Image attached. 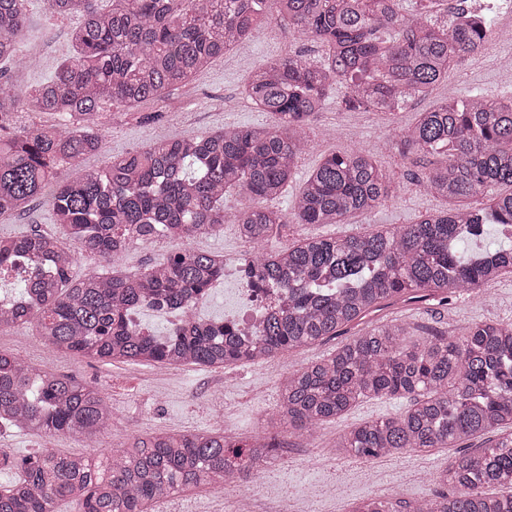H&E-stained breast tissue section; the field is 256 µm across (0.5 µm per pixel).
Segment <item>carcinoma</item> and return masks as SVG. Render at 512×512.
<instances>
[{
  "label": "carcinoma",
  "mask_w": 512,
  "mask_h": 512,
  "mask_svg": "<svg viewBox=\"0 0 512 512\" xmlns=\"http://www.w3.org/2000/svg\"><path fill=\"white\" fill-rule=\"evenodd\" d=\"M49 0L57 15H77V54L27 98L0 74V124L18 105L55 112L60 123L23 127L0 139V215L20 212L61 166L75 177L50 204L64 237H0V279L13 277V305L0 309V331L37 322L40 341L58 352L108 362L183 364L223 369L303 350L358 328L335 352L280 380L269 434L310 437L364 398L402 397L401 412L342 434L337 451L363 459L432 452L500 432L436 474L458 492L415 501L372 498L351 512H512V323L476 322L459 336L410 340L403 324L378 318L399 302L448 303L512 270V95L498 100L450 94L399 133L406 152L445 163L426 173L428 193L449 207L400 224L339 238L304 237L244 260L249 288H272L288 306L254 335L224 320H195L193 301L224 277V257L187 249L136 274L121 269L128 246L156 238L191 240L233 223L253 247L283 224H341L391 197L389 176L362 151L332 154L305 179L291 213L269 207L287 189L308 146L311 118L336 87L349 108L393 115L427 95L454 59L498 34L495 16L438 21L419 0ZM27 0H0V62L19 61ZM288 22L323 47L257 64L243 89L256 108L276 114L268 128H224L162 140L115 156L95 170L83 158L101 152V111L115 102L132 114L186 84L210 61L250 38L263 23ZM246 203L229 214L224 194ZM480 201V206L471 201ZM496 226L509 240L481 242ZM101 269L72 280L78 251ZM184 309V323L159 335L133 315L143 308ZM112 424L99 389L33 368L0 351V429L26 428L47 440L93 441ZM273 442L233 441L220 432L166 431L135 436L97 458L44 448L0 486V512H146V505L188 484L222 490L236 471L262 470ZM511 489L493 495L486 488Z\"/></svg>",
  "instance_id": "cac0c4a2"
}]
</instances>
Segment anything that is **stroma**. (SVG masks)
<instances>
[{"mask_svg":"<svg viewBox=\"0 0 512 512\" xmlns=\"http://www.w3.org/2000/svg\"><path fill=\"white\" fill-rule=\"evenodd\" d=\"M77 24V18L53 14L48 0H28L20 46L23 53L38 55L40 64L30 69L6 67L7 77L18 90L26 91L43 83L61 62L73 55L71 31ZM297 52L316 60L322 49L319 42L300 38L287 24L273 21L263 25L248 43L213 60L190 83L170 92L164 108L146 104L143 111L150 114V121L128 114L120 104L106 107L102 115L106 151L85 158L84 167H102L109 156L140 150L160 140L201 136L224 127L273 125L274 115L255 110L244 98L242 89L258 62ZM508 91H512V45L492 39L480 56L455 61L447 78L431 95L411 101L395 115L349 109L341 94H334L311 123V146L299 158L288 191L277 200V207H292L307 175L325 156L358 150L369 153L378 167L389 174L392 197L383 206L343 224H292L274 229L267 249H281L307 235L342 237L410 224L421 215L441 209V201L428 194L422 185L429 169L440 165V158L402 159L397 131L409 127L418 113L436 107L448 93L465 98L475 92L494 96ZM157 110L162 113L158 119L153 116ZM32 232H60L53 222L48 195L33 199L25 211L0 216V236ZM188 248L215 251L233 262L244 258V243L238 229L228 224L218 233L204 234L188 242L161 239L133 245L124 257L123 267L129 271L142 270ZM384 317L406 324L417 336L441 332L457 335L479 321L510 323L512 273L484 286L479 295L457 293L445 306L432 302L397 305L385 310ZM343 342V337L338 336L300 352L233 365L226 371L193 365L164 372L149 365L96 362L62 355L40 342L33 324L18 325L0 332V350L98 387L112 406V426L93 449L71 437L48 440L22 429L0 430V454L17 462L48 446L65 455L97 456L125 446L131 436L160 430L218 431L248 438L259 434L264 417L276 412L281 375L304 361L322 358ZM228 373L234 376L229 383L224 380ZM407 404L404 398L360 400L341 417L320 426L308 446L300 438L283 436L281 453L272 465L264 468L262 482L278 487L288 499L305 502L308 512H326L327 496L338 485L344 487L345 499L337 512H348L353 502L378 495L382 483L394 484V497L403 500L455 493L454 485L436 482L434 476L462 454L465 447H478L480 438L469 440L467 446L440 448L424 457L403 454L369 462L337 454L339 435L365 420L396 414Z\"/></svg>","mask_w":512,"mask_h":512,"instance_id":"35a3bbf8","label":"stroma"}]
</instances>
